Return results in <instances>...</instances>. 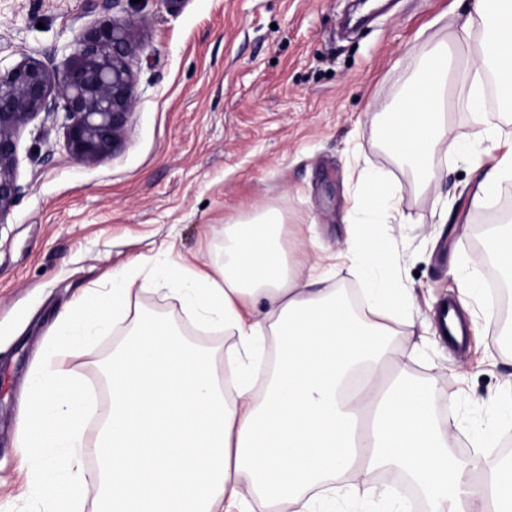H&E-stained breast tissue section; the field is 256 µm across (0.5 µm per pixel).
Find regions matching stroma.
Instances as JSON below:
<instances>
[{"instance_id": "35a3bbf8", "label": "stroma", "mask_w": 512, "mask_h": 512, "mask_svg": "<svg viewBox=\"0 0 512 512\" xmlns=\"http://www.w3.org/2000/svg\"><path fill=\"white\" fill-rule=\"evenodd\" d=\"M348 0H0V65L32 56L61 69L84 29L136 16L138 102L122 145L93 164L71 158L61 116L21 132V193L0 224V512H42L19 466L24 395L58 313L111 270L136 261L142 312L185 325L162 266L224 261V224L259 207L279 210L290 259L337 256L353 221L354 175L382 173L397 189L401 223L378 230L414 323H435L456 298L452 264L479 267L484 219L500 200L475 202L470 160L448 153V175L423 182L383 145L381 114L422 70L423 51L448 40L477 0H389L346 30ZM119 334L94 337L69 360L99 384ZM408 376L457 426L455 444L503 431L512 401V331L478 323L463 348L396 340Z\"/></svg>"}]
</instances>
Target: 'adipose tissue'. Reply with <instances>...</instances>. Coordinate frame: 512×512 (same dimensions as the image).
I'll return each instance as SVG.
<instances>
[{"instance_id": "obj_1", "label": "adipose tissue", "mask_w": 512, "mask_h": 512, "mask_svg": "<svg viewBox=\"0 0 512 512\" xmlns=\"http://www.w3.org/2000/svg\"><path fill=\"white\" fill-rule=\"evenodd\" d=\"M470 52L424 54L421 77L388 110L385 147L421 177L437 178L448 139L447 88L468 112L477 140L497 138L486 121L485 84L512 106V0H480L455 30ZM360 219L344 243L349 270L367 285L355 312L337 288H306L290 269L283 220L274 210L224 227L222 266L176 264L164 282L201 323L224 328L223 358L162 317L132 314V268L112 286L91 290L57 316L28 387L19 445L32 456L34 498L49 512H337L341 504L391 501L364 472L395 467L424 490L431 512H512V469L460 458L448 428L433 418V393L400 369L390 346L412 300L388 273L390 256L375 234L395 219L396 196L379 175L359 171ZM264 298L260 314L246 304ZM130 320L105 367L109 411L95 440L83 422L84 381L63 367L89 337ZM276 359L263 381L255 368L267 341ZM98 468L87 482L86 456Z\"/></svg>"}]
</instances>
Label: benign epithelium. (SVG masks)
I'll list each match as a JSON object with an SVG mask.
<instances>
[{
    "label": "benign epithelium",
    "instance_id": "obj_1",
    "mask_svg": "<svg viewBox=\"0 0 512 512\" xmlns=\"http://www.w3.org/2000/svg\"><path fill=\"white\" fill-rule=\"evenodd\" d=\"M137 31L134 21L83 31L61 72L34 57L0 68V224L21 191L19 133L40 113H63L67 150L79 163H93L121 145L137 100Z\"/></svg>",
    "mask_w": 512,
    "mask_h": 512
}]
</instances>
